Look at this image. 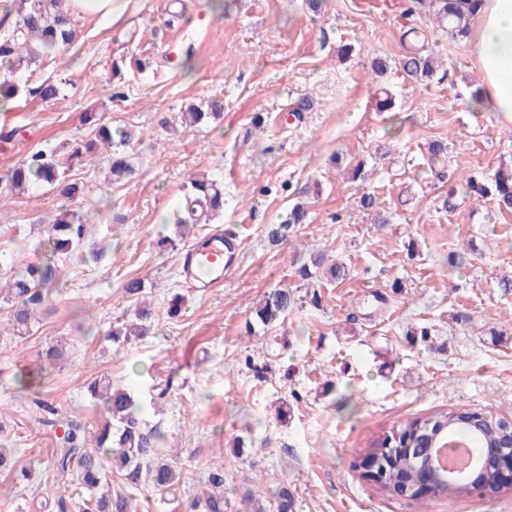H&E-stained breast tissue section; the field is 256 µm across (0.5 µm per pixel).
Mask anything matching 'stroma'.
<instances>
[{
	"mask_svg": "<svg viewBox=\"0 0 512 512\" xmlns=\"http://www.w3.org/2000/svg\"><path fill=\"white\" fill-rule=\"evenodd\" d=\"M118 0L111 23L78 15L76 39L20 80L28 90L0 122V175L33 150L67 154L99 123L136 132L125 146L138 170L123 187L108 178L111 151L85 154L67 170L82 193L62 198L47 185L26 194L0 188V284L35 259L45 225L66 209L88 215L91 237L111 243L99 262L59 258L64 281L23 337L0 335V512H42L58 488L88 497L75 473L44 464L69 425L94 435L104 422L93 381L132 391L159 455L182 467L175 501L138 499L140 512H189L210 486L211 460L224 459V512H512V488L489 499L409 501L380 492L354 461L392 426L439 409H479L512 418V212L473 199L460 174L479 178L512 165V124L473 105L480 83L465 39L442 33L409 0H327L313 14L305 0ZM424 32L439 65L415 82L397 70L402 35ZM350 58H341L342 45ZM392 73L371 74L376 57ZM57 99L30 95L43 81ZM312 107L292 108L303 96ZM392 97L394 107L378 103ZM219 99L224 116L194 129L177 125L192 102ZM447 143L443 163L428 146ZM363 166L366 181L351 179ZM224 187V217L178 238L174 213L192 178ZM374 194V211L359 199ZM304 205L290 243L270 247L266 225ZM126 217L112 222L113 213ZM238 242L222 288L181 282L183 252L215 230ZM340 260L342 281L317 280L318 308L247 335L255 304L289 287L305 295L294 258ZM145 284L154 318L149 335L114 348L105 337L133 310L123 285ZM178 314H170L174 295ZM433 329L431 343L412 331ZM45 368L42 398L59 409L39 422L14 375ZM173 382L151 405L152 388ZM288 404L285 419L276 410ZM245 447H236L237 439Z\"/></svg>",
	"mask_w": 512,
	"mask_h": 512,
	"instance_id": "obj_1",
	"label": "stroma"
}]
</instances>
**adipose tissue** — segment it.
I'll list each match as a JSON object with an SVG mask.
<instances>
[{
    "label": "adipose tissue",
    "instance_id": "adipose-tissue-1",
    "mask_svg": "<svg viewBox=\"0 0 512 512\" xmlns=\"http://www.w3.org/2000/svg\"><path fill=\"white\" fill-rule=\"evenodd\" d=\"M481 78L480 107L512 123V0H458Z\"/></svg>",
    "mask_w": 512,
    "mask_h": 512
}]
</instances>
